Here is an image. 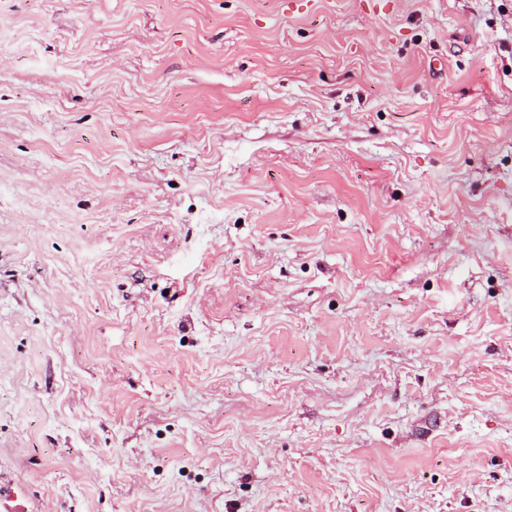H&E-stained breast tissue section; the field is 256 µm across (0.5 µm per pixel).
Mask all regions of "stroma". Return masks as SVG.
<instances>
[{"instance_id":"1","label":"stroma","mask_w":512,"mask_h":512,"mask_svg":"<svg viewBox=\"0 0 512 512\" xmlns=\"http://www.w3.org/2000/svg\"><path fill=\"white\" fill-rule=\"evenodd\" d=\"M0 0V512H512V0Z\"/></svg>"}]
</instances>
